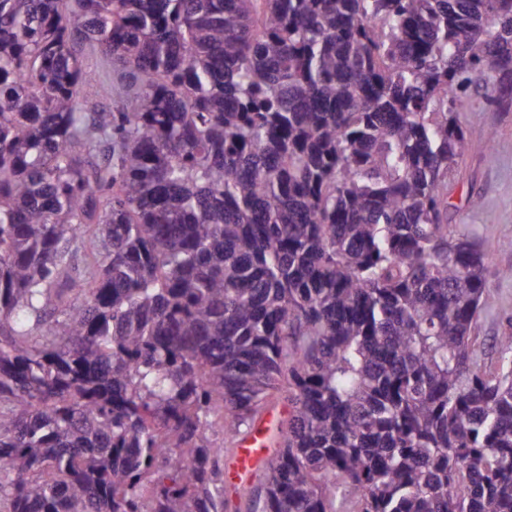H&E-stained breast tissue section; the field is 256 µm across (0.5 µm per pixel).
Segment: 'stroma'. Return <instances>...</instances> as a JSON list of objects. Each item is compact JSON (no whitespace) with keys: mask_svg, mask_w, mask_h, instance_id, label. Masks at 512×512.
<instances>
[{"mask_svg":"<svg viewBox=\"0 0 512 512\" xmlns=\"http://www.w3.org/2000/svg\"><path fill=\"white\" fill-rule=\"evenodd\" d=\"M498 94V79H478L464 97L458 123L469 150L448 195L451 230L474 239L488 256L493 303L480 311L477 329L488 369L498 364L502 336L512 332V107L490 106L488 97Z\"/></svg>","mask_w":512,"mask_h":512,"instance_id":"1","label":"stroma"}]
</instances>
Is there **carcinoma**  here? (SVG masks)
<instances>
[{"label":"carcinoma","mask_w":512,"mask_h":512,"mask_svg":"<svg viewBox=\"0 0 512 512\" xmlns=\"http://www.w3.org/2000/svg\"><path fill=\"white\" fill-rule=\"evenodd\" d=\"M484 70L512 0H0L9 512H512V336L477 369L487 258L448 235ZM276 393L232 509L205 432ZM104 63L99 54L94 51L86 50L83 57L84 101H92L101 107H111L113 105V95L110 84L103 83L101 75L104 71Z\"/></svg>","instance_id":"obj_1"}]
</instances>
